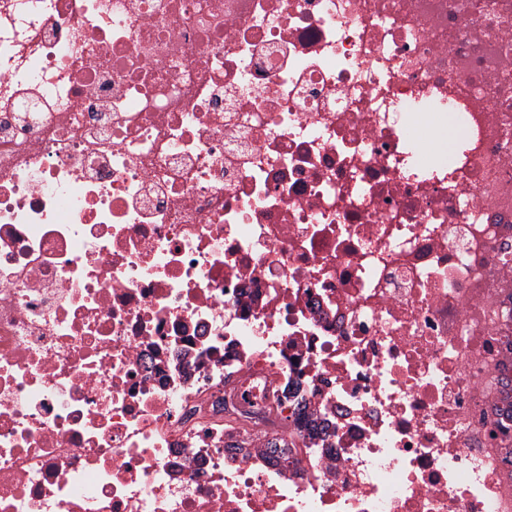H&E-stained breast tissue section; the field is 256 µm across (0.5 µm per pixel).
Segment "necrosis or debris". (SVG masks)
I'll list each match as a JSON object with an SVG mask.
<instances>
[{"label":"necrosis or debris","mask_w":512,"mask_h":512,"mask_svg":"<svg viewBox=\"0 0 512 512\" xmlns=\"http://www.w3.org/2000/svg\"><path fill=\"white\" fill-rule=\"evenodd\" d=\"M0 512H512V0H0Z\"/></svg>","instance_id":"necrosis-or-debris-1"}]
</instances>
